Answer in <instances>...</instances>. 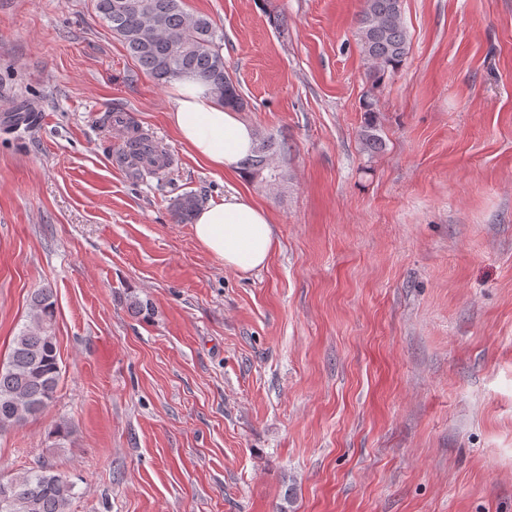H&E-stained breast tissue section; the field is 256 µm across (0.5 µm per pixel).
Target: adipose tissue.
I'll list each match as a JSON object with an SVG mask.
<instances>
[{"instance_id": "1", "label": "adipose tissue", "mask_w": 512, "mask_h": 512, "mask_svg": "<svg viewBox=\"0 0 512 512\" xmlns=\"http://www.w3.org/2000/svg\"><path fill=\"white\" fill-rule=\"evenodd\" d=\"M170 120L180 141L206 165L230 174L254 147V130L193 79L171 85ZM198 243L226 268L248 272L263 267L275 245L266 210L236 193L198 212L193 225Z\"/></svg>"}]
</instances>
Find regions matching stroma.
I'll list each match as a JSON object with an SVG mask.
<instances>
[{"label":"stroma","instance_id":"obj_1","mask_svg":"<svg viewBox=\"0 0 512 512\" xmlns=\"http://www.w3.org/2000/svg\"><path fill=\"white\" fill-rule=\"evenodd\" d=\"M183 3L279 183L197 161L95 0H0V360L45 286L62 369L0 471L49 459L71 512H512V0H403L376 90L364 0ZM114 115L170 167L133 176ZM238 191L276 238L246 273L172 215ZM403 0H365L356 36L366 60L372 89L395 73L407 57L410 40L403 21Z\"/></svg>","mask_w":512,"mask_h":512}]
</instances>
